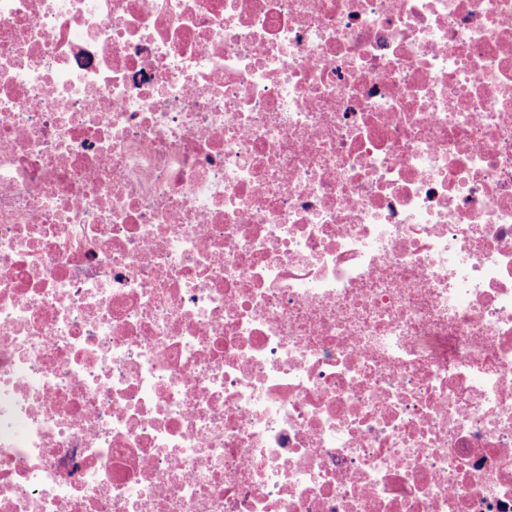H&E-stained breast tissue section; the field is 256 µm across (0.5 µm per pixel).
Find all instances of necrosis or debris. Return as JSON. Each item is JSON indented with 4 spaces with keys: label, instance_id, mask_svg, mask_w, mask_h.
<instances>
[{
    "label": "necrosis or debris",
    "instance_id": "4bbe7bcc",
    "mask_svg": "<svg viewBox=\"0 0 512 512\" xmlns=\"http://www.w3.org/2000/svg\"><path fill=\"white\" fill-rule=\"evenodd\" d=\"M0 512H512V0H0Z\"/></svg>",
    "mask_w": 512,
    "mask_h": 512
}]
</instances>
